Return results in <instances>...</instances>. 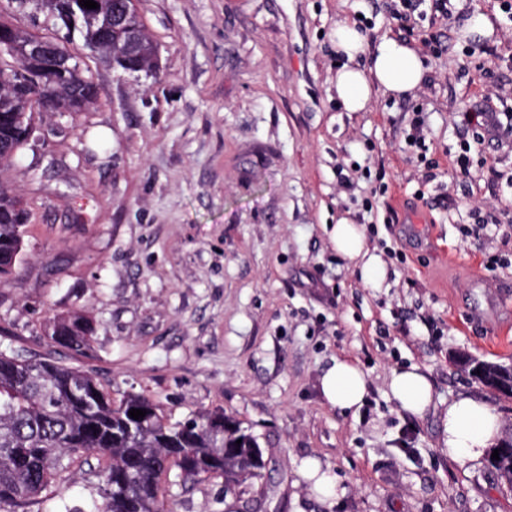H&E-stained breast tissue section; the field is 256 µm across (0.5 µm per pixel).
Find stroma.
<instances>
[{
  "label": "stroma",
  "mask_w": 512,
  "mask_h": 512,
  "mask_svg": "<svg viewBox=\"0 0 512 512\" xmlns=\"http://www.w3.org/2000/svg\"><path fill=\"white\" fill-rule=\"evenodd\" d=\"M137 0L159 50L152 77L88 55L99 103L40 112L41 137L1 174L28 211L25 255L0 284V350L96 373L169 422L221 410L257 436L261 482L167 486L175 512H512L486 461L444 450L451 399L485 395L512 433V399L454 363L512 362V11L504 0ZM490 37H464L472 13ZM414 45L428 69L415 96L376 95L347 112L332 82V32ZM441 43L431 54L428 43ZM422 112L424 148L410 146ZM468 167H460V154ZM495 217L480 239L476 215ZM363 225L369 271L338 254L340 220ZM96 324L89 349L48 342L49 315ZM369 382L358 410L332 409L320 378L334 357ZM426 369L434 400L396 409L391 369ZM330 467L338 493L303 471ZM102 460L74 459L30 512H92Z\"/></svg>",
  "instance_id": "stroma-1"
}]
</instances>
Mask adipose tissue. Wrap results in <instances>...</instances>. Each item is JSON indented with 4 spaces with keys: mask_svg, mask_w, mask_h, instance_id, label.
Segmentation results:
<instances>
[{
    "mask_svg": "<svg viewBox=\"0 0 512 512\" xmlns=\"http://www.w3.org/2000/svg\"><path fill=\"white\" fill-rule=\"evenodd\" d=\"M333 42L341 60L334 90L345 111H367L378 92L395 98L412 96L426 79L424 62L409 43L385 38L368 48L364 33L348 22L337 23ZM362 55L367 58L363 66L358 63ZM320 385L324 400L343 413L360 408L369 390L360 367L339 357L324 371ZM388 388L398 410L411 415H423L433 401V385L417 366L393 369ZM501 428L499 415L485 397L462 394L448 404L444 444L451 458L476 461L499 442Z\"/></svg>",
    "mask_w": 512,
    "mask_h": 512,
    "instance_id": "ef3b65f1",
    "label": "adipose tissue"
}]
</instances>
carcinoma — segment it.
<instances>
[{"label": "carcinoma", "instance_id": "cac0c4a2", "mask_svg": "<svg viewBox=\"0 0 512 512\" xmlns=\"http://www.w3.org/2000/svg\"><path fill=\"white\" fill-rule=\"evenodd\" d=\"M86 9L79 0H8L13 15L29 18L44 29L60 27L75 13L92 14L94 22L74 29L90 51L112 52V8L115 0H95ZM12 45L0 47V170L17 165L28 143L20 117L35 120L42 101L55 112H87L98 99L93 78L81 58L64 44L50 57L33 52L43 36L0 20ZM27 212L11 186L0 181V266L23 254ZM51 343L83 351L90 347L96 325L82 313L46 321ZM132 409L146 415L135 420ZM241 444H236V441ZM94 452L104 458L103 502L95 512H172L161 490L162 477L178 470L184 481L212 476L232 487L252 485L263 477L266 463L258 438L222 411L199 412L169 423L146 396L126 393L114 402L96 376L51 358L31 359L0 351V503L26 512L72 456ZM512 489V461L488 462Z\"/></svg>", "mask_w": 512, "mask_h": 512}]
</instances>
